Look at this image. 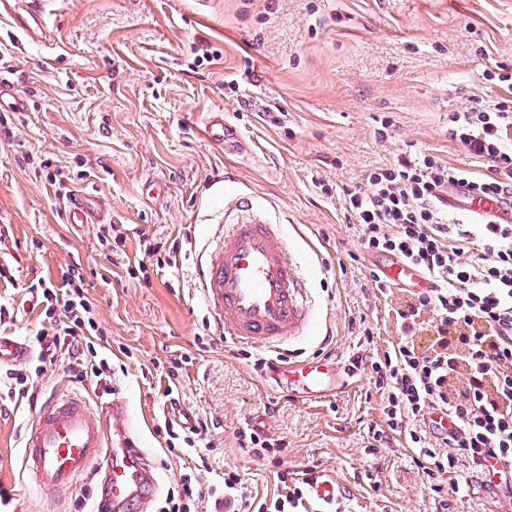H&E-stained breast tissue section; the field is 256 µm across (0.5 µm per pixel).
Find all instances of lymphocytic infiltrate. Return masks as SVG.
I'll use <instances>...</instances> for the list:
<instances>
[{
	"mask_svg": "<svg viewBox=\"0 0 512 512\" xmlns=\"http://www.w3.org/2000/svg\"><path fill=\"white\" fill-rule=\"evenodd\" d=\"M448 139L484 161L486 175L473 176L429 153H409L371 171L366 186L344 193L346 217L365 252L399 257L436 282L407 293L396 309L397 341L376 355L354 353L351 367L371 368L382 400L383 421L369 428L371 439H399L414 449L439 512L477 479L512 493V224H449L443 214L444 194L457 184L512 209V108L478 103L449 113ZM31 290L44 313L34 336L37 364L30 374L1 369L0 400H34L37 375L63 355L110 389L111 367L89 337L93 308L76 272L61 284L40 282ZM427 330L434 339L423 350L417 340ZM435 411L447 414L448 433L429 424ZM236 438L251 457L275 468L276 497L249 499L234 471L209 490L197 477L184 476L169 487L161 512H299L316 470L290 477L279 455L282 440L254 426Z\"/></svg>",
	"mask_w": 512,
	"mask_h": 512,
	"instance_id": "f902f5d3",
	"label": "lymphocytic infiltrate"
}]
</instances>
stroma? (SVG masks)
Returning <instances> with one entry per match:
<instances>
[{
    "label": "stroma",
    "mask_w": 512,
    "mask_h": 512,
    "mask_svg": "<svg viewBox=\"0 0 512 512\" xmlns=\"http://www.w3.org/2000/svg\"><path fill=\"white\" fill-rule=\"evenodd\" d=\"M45 12L58 30L51 45H19L0 22V81L29 102L0 112V258L13 281L0 293L22 299L31 284L60 283L77 267L159 488L192 464L166 453L164 421L183 411L213 421L211 465L237 468L254 494L273 495L277 480L236 443L250 421L283 438L290 470L315 465L336 477L350 512H432L411 449L368 446L382 420L370 372L327 400L277 391L220 333L197 266L221 242L228 201L251 194L280 224L313 305L312 325L281 353L346 363L362 322L372 349L386 350L398 298L367 282L343 191L405 151L486 174L449 141L448 115L505 98L483 71L512 69V0H47ZM206 51L217 61L197 65ZM213 110L235 127L238 155L196 134ZM50 173L70 192L93 188L110 200L123 251L102 246L103 225L66 223ZM148 237L179 243L176 267L157 268ZM176 354L192 362L176 380L174 410L158 375ZM98 392L93 376L75 377L65 362L37 379L38 398L77 393L93 405ZM35 408L0 403L6 512H71L88 480L44 491L21 471Z\"/></svg>",
    "instance_id": "obj_1"
}]
</instances>
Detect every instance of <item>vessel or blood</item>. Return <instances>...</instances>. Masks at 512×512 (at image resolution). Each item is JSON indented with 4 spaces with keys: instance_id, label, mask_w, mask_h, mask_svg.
I'll list each match as a JSON object with an SVG mask.
<instances>
[{
    "instance_id": "b4317fda",
    "label": "vessel or blood",
    "mask_w": 512,
    "mask_h": 512,
    "mask_svg": "<svg viewBox=\"0 0 512 512\" xmlns=\"http://www.w3.org/2000/svg\"><path fill=\"white\" fill-rule=\"evenodd\" d=\"M9 19L19 39L45 45L55 31L44 11V0H0V19ZM211 142H230L235 129L223 113L208 112L198 126ZM446 201L479 223L502 218L495 200L449 189ZM68 224H108L112 211L94 189L74 195L65 212ZM385 278L401 288L419 289L429 282L416 268L396 257L377 259ZM204 297L226 337L260 347H273L301 335L313 314L305 277L284 241L279 227L255 213L252 196L235 195L224 221V240L214 258L198 270ZM30 353L15 337L0 335V365ZM274 385L292 396L318 401L344 391L346 384L336 363L309 358L272 371ZM105 463V489L113 507L148 502L154 477L146 455L132 439L128 406L118 397L90 408L75 395L44 402L24 443L22 468L38 487L69 489L86 477L97 463ZM318 502L331 505L341 497L340 485L330 478L313 485Z\"/></svg>"
}]
</instances>
